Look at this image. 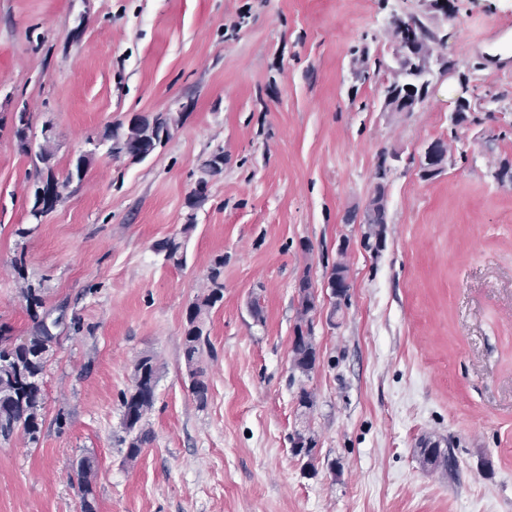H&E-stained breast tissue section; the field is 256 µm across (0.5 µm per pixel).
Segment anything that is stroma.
<instances>
[{
	"label": "stroma",
	"mask_w": 512,
	"mask_h": 512,
	"mask_svg": "<svg viewBox=\"0 0 512 512\" xmlns=\"http://www.w3.org/2000/svg\"><path fill=\"white\" fill-rule=\"evenodd\" d=\"M425 12L424 0H0V116L25 103L33 140L52 132L58 174L105 127L184 115L142 163L98 155L24 239L35 167L0 132V327L13 343L31 334L25 279L58 321L37 440L0 436V512H81L83 456L98 512H512V185L490 176L512 159V0H448L433 18L474 109L456 128L454 100L435 93L411 113L381 109L391 18ZM361 45L380 66L365 81L352 77ZM436 139L450 158L426 180L415 160ZM219 147L187 265L165 264L155 247L180 234ZM394 151L374 254L346 216ZM218 255L202 407L181 338ZM340 257L349 299L335 324L316 315L306 380L290 363L298 281L322 286ZM146 353L158 382L132 462L122 398ZM302 387L315 395L311 474L289 442ZM424 438L453 450V470L422 466Z\"/></svg>",
	"instance_id": "obj_1"
}]
</instances>
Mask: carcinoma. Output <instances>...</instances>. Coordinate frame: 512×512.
I'll return each instance as SVG.
<instances>
[{
  "label": "carcinoma",
  "mask_w": 512,
  "mask_h": 512,
  "mask_svg": "<svg viewBox=\"0 0 512 512\" xmlns=\"http://www.w3.org/2000/svg\"><path fill=\"white\" fill-rule=\"evenodd\" d=\"M420 40V50L432 51V46L441 45L431 19L427 16L410 17ZM183 119L181 112H155L150 115H135L128 124L113 125L104 130L101 141L108 147L115 148V156L127 160L134 159L139 163L162 148L170 140L172 131L177 129ZM31 116L28 112H20L13 126V138L19 149L27 151L30 140ZM43 142L34 154L35 179L34 184L43 185L45 192L51 191L55 181L56 152L52 138L47 131H42ZM96 153L94 148L80 154L66 180L82 181L87 169L91 166ZM202 177L192 197L188 200L189 212L182 226L181 236L164 239L157 245V253L161 254L167 264L177 268L186 266V250L184 237L195 230V209L205 200L208 178L224 171V150L221 148L211 152L200 164ZM377 195L369 199L367 210L363 212L362 223L368 226V238L377 240L383 237L387 224V206L383 202L385 189L375 188ZM20 278L24 279L21 294L27 303V309L32 317H37V308L42 306L41 288L25 280L23 273V258L15 260ZM224 269V256L218 255L212 260L208 274V286L189 304L186 312V324L182 336V358L192 384L193 395L199 405L204 406L208 400V384L205 370L200 366L204 348L209 345V336L204 333V322L210 311L224 299V282L221 276ZM298 315L293 329L290 346L292 369L305 378H310L317 368L319 351L314 337V318L316 306L314 289L308 279H300L297 290ZM52 333L44 321L36 322L31 336L21 344H3L0 342V435L7 437L17 427H22L30 440H37L40 421L45 404L43 390V374L45 358L43 352L50 348ZM158 380L157 363L152 355L145 354L134 364L132 374V391L124 396L122 401L123 420L128 433L134 434L129 442L126 456L135 461L142 452V446L147 442V434L142 428V422L155 401V390ZM317 438L308 432L302 434L299 446H291L293 455L304 460V465L315 469V449ZM417 455L422 465L430 468H448L452 458L449 448L439 447V443L425 439L417 449ZM74 472L83 479L81 485L82 512H97V504L93 490L96 476L95 460L82 457L77 460Z\"/></svg>",
  "instance_id": "1"
}]
</instances>
